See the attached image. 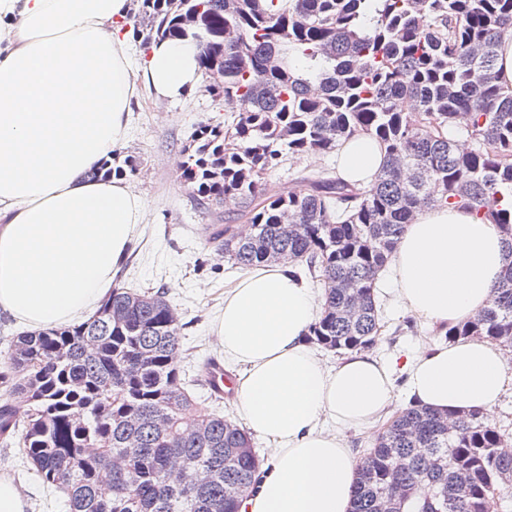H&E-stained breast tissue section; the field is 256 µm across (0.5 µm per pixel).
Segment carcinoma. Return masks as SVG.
<instances>
[{
  "instance_id": "obj_1",
  "label": "carcinoma",
  "mask_w": 512,
  "mask_h": 512,
  "mask_svg": "<svg viewBox=\"0 0 512 512\" xmlns=\"http://www.w3.org/2000/svg\"><path fill=\"white\" fill-rule=\"evenodd\" d=\"M130 20L154 40L195 41L207 91L235 113L200 126L180 180L209 204H237L215 225L216 251L244 268L298 260L326 304L309 336L334 351L380 334L374 295L406 224L426 207L498 225L507 262L488 307L450 339L512 348V86L497 49L512 0H136ZM478 144L458 151L448 127ZM365 136L388 164L367 186L319 172L275 196L261 176L285 156L331 154ZM117 157L92 177L123 176ZM181 325L162 293L112 288L86 321L22 333L3 355L0 438H17L69 512H239L228 486L256 483L250 433L192 404L176 366ZM28 405L24 419L12 400ZM401 411L359 463L351 512L395 494L392 512H495L512 499L505 434L474 411ZM426 484L428 494L414 497Z\"/></svg>"
}]
</instances>
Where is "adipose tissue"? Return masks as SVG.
<instances>
[{
	"label": "adipose tissue",
	"instance_id": "adipose-tissue-1",
	"mask_svg": "<svg viewBox=\"0 0 512 512\" xmlns=\"http://www.w3.org/2000/svg\"><path fill=\"white\" fill-rule=\"evenodd\" d=\"M131 0H0V311L32 329L92 315L109 295L144 221L146 203L120 180L89 174L125 142L140 86L176 99L198 85V48L154 44L131 74L121 30ZM378 143L343 145L339 170L371 181ZM498 225L431 208L407 224L393 258V293L440 328L483 310L505 264ZM325 302L287 264L243 275L224 291L213 330L240 368L243 426L273 447L240 512H349L358 461L346 433H379L397 374L410 402L449 421L490 414L512 376L493 342L420 344L404 363L355 350L326 368L307 337Z\"/></svg>",
	"mask_w": 512,
	"mask_h": 512
}]
</instances>
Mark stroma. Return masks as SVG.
Returning a JSON list of instances; mask_svg holds the SVG:
<instances>
[{
	"mask_svg": "<svg viewBox=\"0 0 512 512\" xmlns=\"http://www.w3.org/2000/svg\"><path fill=\"white\" fill-rule=\"evenodd\" d=\"M232 120L223 101L202 85L179 100L144 92L132 106L126 141L115 149L119 158L133 160L136 170L125 180L147 204L145 222L116 284L164 291L183 326L177 364L188 377L200 376L205 360L220 355L212 323L223 304L225 285L242 270L219 257L212 240L215 225L231 215V207L203 202L180 181L177 162L200 125ZM338 167L333 153L287 157L262 182L280 193L293 192L303 177ZM377 298L384 331L373 347L381 356L406 353L429 335L428 326L395 301L387 275L377 280ZM0 481L18 492L24 512H67L64 493L45 485L10 440L0 441Z\"/></svg>",
	"mask_w": 512,
	"mask_h": 512,
	"instance_id": "obj_1",
	"label": "stroma"
}]
</instances>
